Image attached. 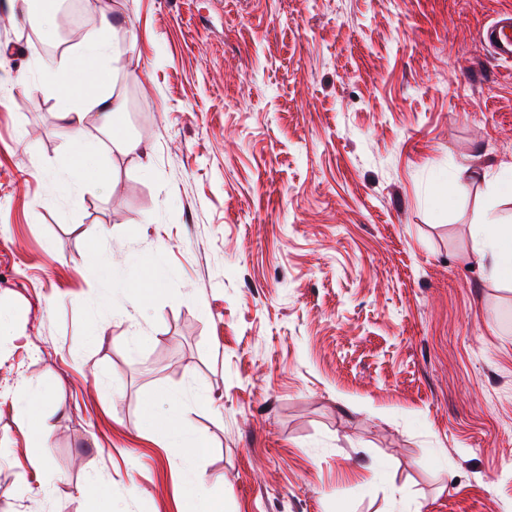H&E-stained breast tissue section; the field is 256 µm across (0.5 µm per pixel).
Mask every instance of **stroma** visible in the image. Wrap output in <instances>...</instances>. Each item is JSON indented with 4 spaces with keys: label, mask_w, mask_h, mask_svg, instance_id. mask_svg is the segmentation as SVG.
<instances>
[{
    "label": "stroma",
    "mask_w": 512,
    "mask_h": 512,
    "mask_svg": "<svg viewBox=\"0 0 512 512\" xmlns=\"http://www.w3.org/2000/svg\"><path fill=\"white\" fill-rule=\"evenodd\" d=\"M85 5L45 30L0 0V391H41L0 402V512H192L151 425L180 408L224 512H512V290L471 254L485 184L448 200L456 163H512L481 40L512 0ZM99 33L146 150L88 114L109 179L78 190L32 64Z\"/></svg>",
    "instance_id": "obj_1"
}]
</instances>
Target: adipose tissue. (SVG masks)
<instances>
[{"instance_id": "1", "label": "adipose tissue", "mask_w": 512, "mask_h": 512, "mask_svg": "<svg viewBox=\"0 0 512 512\" xmlns=\"http://www.w3.org/2000/svg\"><path fill=\"white\" fill-rule=\"evenodd\" d=\"M109 54L110 48L106 42L88 36L70 54L66 69L56 68L44 61L37 65L43 85L57 93V106L62 120L61 134L76 151V164L62 170V178L83 179L89 175L100 181L107 178L106 171L95 165L96 145L86 141L83 136L84 118L88 112H97L101 130L111 139L116 149L127 154H138L144 149L141 138L129 135L125 128L118 125L126 110V101L122 96L92 86L85 90L83 96L73 98L58 89L62 75L67 74L73 81H81L84 72L93 70ZM479 179L488 183L491 193L486 206L470 227L473 252L488 281L495 285L512 284V220L496 210L501 189L512 187V182L502 179L500 174L488 170L479 174L469 166L460 164L454 168L448 195L457 197ZM187 445L189 450L186 459L193 463L194 469L184 487L185 496L200 502V512H224L223 488L212 483L195 466L196 461L207 454L208 442L202 438H192Z\"/></svg>"}]
</instances>
